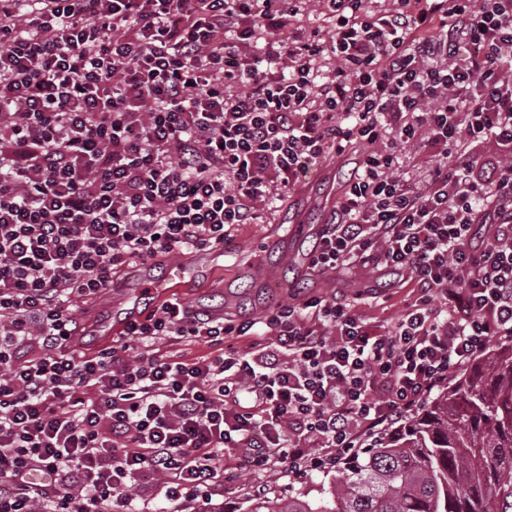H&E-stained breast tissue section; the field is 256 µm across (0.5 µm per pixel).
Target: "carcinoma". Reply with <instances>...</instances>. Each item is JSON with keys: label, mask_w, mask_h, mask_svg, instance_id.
Masks as SVG:
<instances>
[{"label": "carcinoma", "mask_w": 512, "mask_h": 512, "mask_svg": "<svg viewBox=\"0 0 512 512\" xmlns=\"http://www.w3.org/2000/svg\"><path fill=\"white\" fill-rule=\"evenodd\" d=\"M512 512V346L476 361L413 418L344 459L319 504L264 493L248 512Z\"/></svg>", "instance_id": "obj_1"}]
</instances>
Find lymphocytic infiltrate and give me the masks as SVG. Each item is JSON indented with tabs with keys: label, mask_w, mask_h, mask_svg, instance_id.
Returning a JSON list of instances; mask_svg holds the SVG:
<instances>
[{
	"label": "lymphocytic infiltrate",
	"mask_w": 512,
	"mask_h": 512,
	"mask_svg": "<svg viewBox=\"0 0 512 512\" xmlns=\"http://www.w3.org/2000/svg\"><path fill=\"white\" fill-rule=\"evenodd\" d=\"M369 3L322 0L327 39L305 0H0V512H219L242 470L335 467L512 341V0ZM353 146L311 266L412 281L393 325L356 296L241 323L168 300L72 350V301ZM307 14L301 19V24L306 28H318L325 38H329L333 30V22L327 19L319 0H310Z\"/></svg>",
	"instance_id": "f902f5d3"
}]
</instances>
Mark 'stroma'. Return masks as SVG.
Listing matches in <instances>:
<instances>
[{
    "instance_id": "35a3bbf8",
    "label": "stroma",
    "mask_w": 512,
    "mask_h": 512,
    "mask_svg": "<svg viewBox=\"0 0 512 512\" xmlns=\"http://www.w3.org/2000/svg\"><path fill=\"white\" fill-rule=\"evenodd\" d=\"M360 159L354 148L340 157L328 154L303 183L286 193L278 208L263 211L257 223L240 230L233 251L218 257L215 265L190 268L184 287L174 294L175 299L235 322L260 318L276 301L288 300L293 290L283 282L281 267L253 264L252 253L271 236L288 239V248L298 249V241L288 238L292 226L324 224L336 205L347 174ZM416 294L412 283H399L382 289L377 297L365 299L357 311L366 320L387 326L413 302ZM331 477L328 471L294 474L283 466L268 474L266 491L272 496L299 492L314 496Z\"/></svg>"
}]
</instances>
